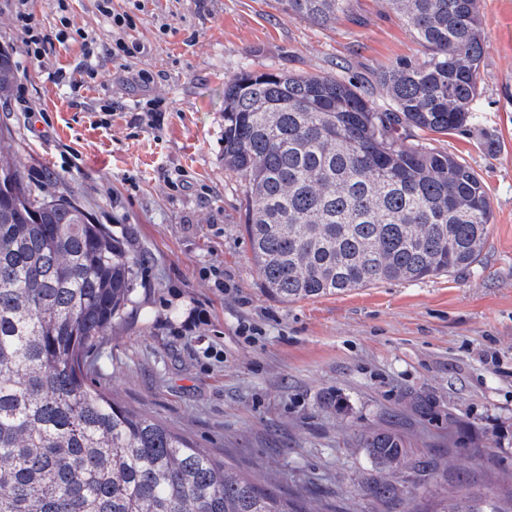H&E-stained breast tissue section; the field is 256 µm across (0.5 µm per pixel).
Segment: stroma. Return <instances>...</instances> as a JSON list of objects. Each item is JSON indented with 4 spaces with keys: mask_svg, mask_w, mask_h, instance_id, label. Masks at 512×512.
Segmentation results:
<instances>
[{
    "mask_svg": "<svg viewBox=\"0 0 512 512\" xmlns=\"http://www.w3.org/2000/svg\"><path fill=\"white\" fill-rule=\"evenodd\" d=\"M136 27L113 28L95 0H32L47 30L60 17L93 37L94 83H54L81 56L70 42L28 60L7 0L0 52L16 80L0 99L33 187L73 190L137 260L136 304L89 353L108 395L174 428L242 475L321 500L329 512H412L455 485L512 488V0H480L485 40L474 122L442 136L410 128L482 179L493 222L470 268L422 281L283 304L263 293L240 207L224 172V83L241 67L374 76L423 49L387 0H350L329 27L293 19L275 0H112ZM144 46L119 63L115 39ZM155 80L143 85L139 74ZM162 100L155 123L147 100ZM119 103L112 116L101 106ZM224 273L216 288L213 270ZM411 439L407 491L379 500L359 435ZM456 468L445 469L448 458Z\"/></svg>",
    "mask_w": 512,
    "mask_h": 512,
    "instance_id": "1",
    "label": "stroma"
}]
</instances>
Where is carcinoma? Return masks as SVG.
<instances>
[{"mask_svg": "<svg viewBox=\"0 0 512 512\" xmlns=\"http://www.w3.org/2000/svg\"><path fill=\"white\" fill-rule=\"evenodd\" d=\"M425 48L375 77L379 105L350 77L243 68L224 83V171L244 183L243 230L261 287L283 303L419 281L471 266L492 210L454 155L405 141L473 119L484 33L478 0H388ZM318 26L349 0H276ZM0 52V96L15 80ZM135 259L73 192L27 180L0 131V512H325L240 476L145 413L96 388L88 353L131 302ZM375 475L409 465L396 431L356 439ZM415 512H512V494L448 486Z\"/></svg>", "mask_w": 512, "mask_h": 512, "instance_id": "carcinoma-1", "label": "carcinoma"}]
</instances>
